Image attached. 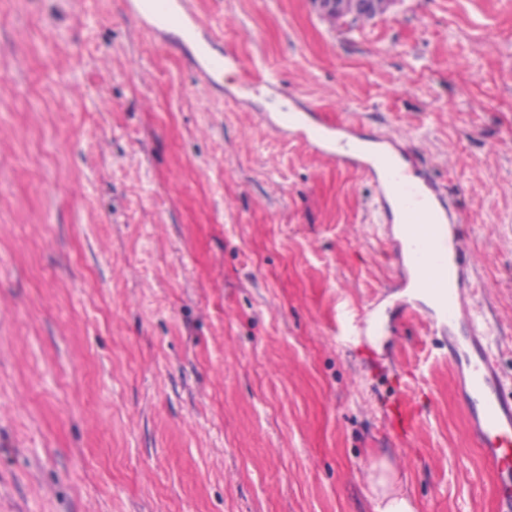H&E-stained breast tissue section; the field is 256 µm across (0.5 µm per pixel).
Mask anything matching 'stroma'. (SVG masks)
Listing matches in <instances>:
<instances>
[{
  "label": "stroma",
  "instance_id": "stroma-1",
  "mask_svg": "<svg viewBox=\"0 0 512 512\" xmlns=\"http://www.w3.org/2000/svg\"><path fill=\"white\" fill-rule=\"evenodd\" d=\"M285 93L196 80L121 0H0V512H494L442 343L398 323L369 181L291 106L426 152L512 391V0H195ZM374 307L379 335L344 309ZM414 392L404 436L385 413ZM374 512H417L416 503L405 491L391 469L381 465L371 484Z\"/></svg>",
  "mask_w": 512,
  "mask_h": 512
}]
</instances>
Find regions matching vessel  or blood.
<instances>
[{
  "mask_svg": "<svg viewBox=\"0 0 512 512\" xmlns=\"http://www.w3.org/2000/svg\"><path fill=\"white\" fill-rule=\"evenodd\" d=\"M124 11L161 43L176 39L190 55L196 77L214 84L225 69L240 71L245 85L280 92L275 76H255L233 53H218L203 35L208 19L192 0H122ZM260 121L317 159L360 173L374 187V210L395 260V285L425 298L430 335L448 339L459 398L469 410L470 432L494 474L500 512H512V397L491 355L488 332L476 307L478 279L462 212L448 191L422 169L424 152L383 136L369 137L348 116L323 122L318 113L286 110Z\"/></svg>",
  "mask_w": 512,
  "mask_h": 512,
  "instance_id": "b4317fda",
  "label": "vessel or blood"
}]
</instances>
